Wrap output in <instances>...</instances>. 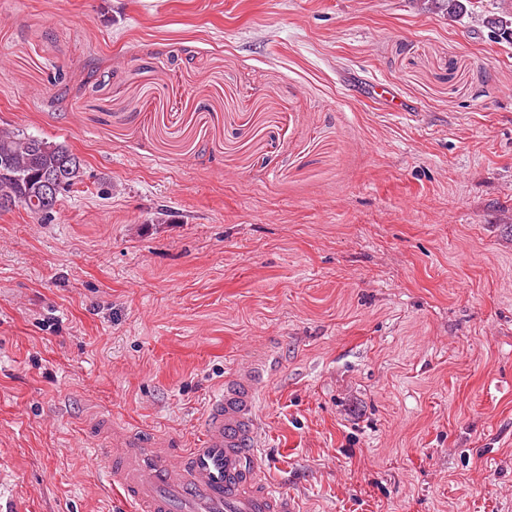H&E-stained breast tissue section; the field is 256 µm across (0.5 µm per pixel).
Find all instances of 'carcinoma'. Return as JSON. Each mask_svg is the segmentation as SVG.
<instances>
[{
	"mask_svg": "<svg viewBox=\"0 0 512 512\" xmlns=\"http://www.w3.org/2000/svg\"><path fill=\"white\" fill-rule=\"evenodd\" d=\"M428 9L443 11L456 20L474 10V0H424ZM491 33L499 41L512 43V12L505 8L501 14L487 20ZM81 159L68 146L33 135L0 131V198L14 196L15 203L43 220L51 219L55 207L45 208L41 196V181L59 183L57 198L83 181ZM13 206V207H15ZM0 204V212L13 210Z\"/></svg>",
	"mask_w": 512,
	"mask_h": 512,
	"instance_id": "cac0c4a2",
	"label": "carcinoma"
}]
</instances>
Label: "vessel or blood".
Segmentation results:
<instances>
[{"label": "vessel or blood", "instance_id": "obj_1", "mask_svg": "<svg viewBox=\"0 0 512 512\" xmlns=\"http://www.w3.org/2000/svg\"><path fill=\"white\" fill-rule=\"evenodd\" d=\"M370 97L388 111L407 113L392 85H372ZM270 367L269 359L257 358L225 378L205 409L194 448L115 423L107 411L86 419L84 431L98 442L94 460L133 512H299L294 497L274 490L261 463L257 401Z\"/></svg>", "mask_w": 512, "mask_h": 512}]
</instances>
